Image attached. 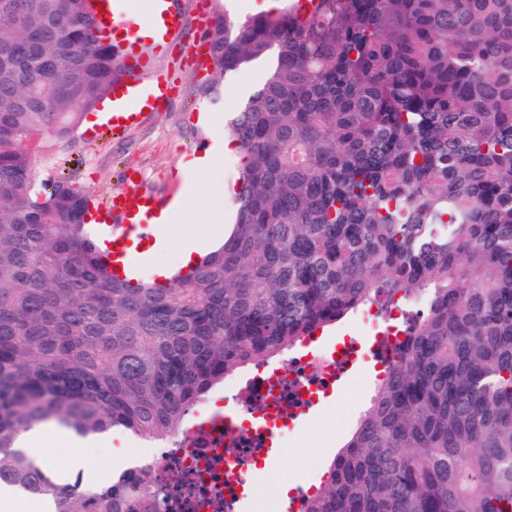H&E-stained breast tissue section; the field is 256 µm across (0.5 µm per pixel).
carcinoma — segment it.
<instances>
[{"label":"carcinoma","instance_id":"carcinoma-1","mask_svg":"<svg viewBox=\"0 0 512 512\" xmlns=\"http://www.w3.org/2000/svg\"><path fill=\"white\" fill-rule=\"evenodd\" d=\"M295 0L216 17L208 100L267 64L227 122L224 245L165 285L112 277L73 144L123 75L90 0H0V490L47 512H161L151 471L68 483L43 425L167 442L235 373L359 311L422 303L301 512H512V0Z\"/></svg>","mask_w":512,"mask_h":512}]
</instances>
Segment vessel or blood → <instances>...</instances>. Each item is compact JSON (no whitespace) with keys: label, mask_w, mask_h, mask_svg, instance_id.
<instances>
[{"label":"vessel or blood","mask_w":512,"mask_h":512,"mask_svg":"<svg viewBox=\"0 0 512 512\" xmlns=\"http://www.w3.org/2000/svg\"><path fill=\"white\" fill-rule=\"evenodd\" d=\"M137 17L155 22L158 29L155 37L142 39L133 23ZM108 18L112 23L113 46L128 69L127 75L112 87V96L117 99L139 85L150 68L153 53L178 39L183 18L179 0H112ZM133 195L137 196L140 207L155 208V199L139 192L137 183H130L127 190L113 195L111 207L105 210L108 222L99 227L97 235L99 243L111 251L113 275L121 279L138 276L144 258L133 253L132 248L137 243L154 241L156 234L154 225L134 222V213L129 207V198Z\"/></svg>","instance_id":"b4317fda"}]
</instances>
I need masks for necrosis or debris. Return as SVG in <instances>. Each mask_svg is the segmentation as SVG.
<instances>
[{
    "label": "necrosis or debris",
    "instance_id": "4bbe7bcc",
    "mask_svg": "<svg viewBox=\"0 0 512 512\" xmlns=\"http://www.w3.org/2000/svg\"><path fill=\"white\" fill-rule=\"evenodd\" d=\"M363 355L355 337L313 349L277 366L258 364L239 388L217 391L204 402L202 426L176 435L157 457L161 512H235L271 438L288 433L297 414L334 389Z\"/></svg>",
    "mask_w": 512,
    "mask_h": 512
}]
</instances>
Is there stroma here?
<instances>
[{
  "mask_svg": "<svg viewBox=\"0 0 512 512\" xmlns=\"http://www.w3.org/2000/svg\"><path fill=\"white\" fill-rule=\"evenodd\" d=\"M199 2L182 0V36L152 62L153 70L173 75L175 86L167 100L158 102L119 135L113 134L108 124L79 127L77 148L72 152L55 148L47 137L35 143L34 160L43 177L62 175L81 185L91 198L92 209H102L112 193L125 189L127 177L134 171L157 196L181 201L180 221L168 225L166 245L148 258L152 270L181 266V254L173 242L190 232L204 229L215 240H223L225 223L215 220L213 209L228 207L227 190L235 184L241 157L220 155L201 173L189 170L186 162L223 140L226 120L238 110L244 95L264 82L267 73L263 63L237 72L223 85L218 104L196 97L198 72L190 64L188 51L204 35L198 23ZM378 372L375 362L360 361L345 374L332 396L304 415L296 434L287 437L272 455L271 466L256 474L249 497L240 504L241 512H281L284 498L280 485H320L329 463L367 408Z\"/></svg>",
  "mask_w": 512,
  "mask_h": 512,
  "instance_id": "1",
  "label": "stroma"
}]
</instances>
